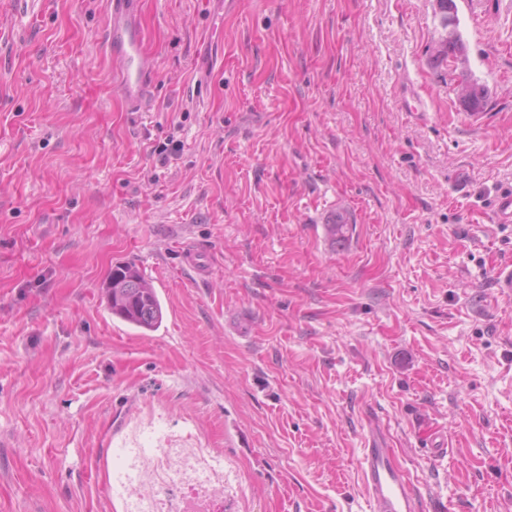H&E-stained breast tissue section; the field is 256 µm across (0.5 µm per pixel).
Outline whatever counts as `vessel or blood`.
<instances>
[{"label": "vessel or blood", "mask_w": 512, "mask_h": 512, "mask_svg": "<svg viewBox=\"0 0 512 512\" xmlns=\"http://www.w3.org/2000/svg\"><path fill=\"white\" fill-rule=\"evenodd\" d=\"M106 12L104 47L116 66L121 97L137 112L149 98V69L138 0H107ZM181 254L183 265L196 275L209 273L206 252L187 245ZM360 468L370 512H429L426 500L411 485L392 449L369 443L363 450Z\"/></svg>", "instance_id": "obj_1"}]
</instances>
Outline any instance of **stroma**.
Listing matches in <instances>:
<instances>
[{
	"label": "stroma",
	"instance_id": "1",
	"mask_svg": "<svg viewBox=\"0 0 512 512\" xmlns=\"http://www.w3.org/2000/svg\"><path fill=\"white\" fill-rule=\"evenodd\" d=\"M455 5L479 120L435 0H140L144 112L106 0H0V512H124L156 446L221 454L226 512H369L371 438L432 505L512 512V0ZM124 261L147 336L106 307ZM138 1L106 2L104 38L105 50L117 69L120 95L134 112H139L149 98L148 58ZM182 264L198 276H205L210 271L209 255L203 250L191 245L183 247ZM103 288L112 315L141 335L147 336L162 326L166 308L135 264L115 265Z\"/></svg>",
	"mask_w": 512,
	"mask_h": 512
}]
</instances>
